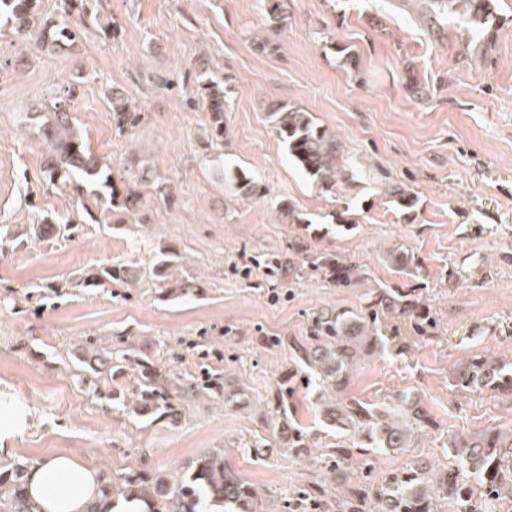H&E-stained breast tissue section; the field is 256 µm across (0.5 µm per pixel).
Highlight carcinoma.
<instances>
[{
  "mask_svg": "<svg viewBox=\"0 0 512 512\" xmlns=\"http://www.w3.org/2000/svg\"><path fill=\"white\" fill-rule=\"evenodd\" d=\"M38 0H0V27L4 26L20 37L33 40L43 50L56 49L77 38L79 30L75 20L87 13L88 0H60L56 15L39 19ZM469 37L477 38L489 20L472 10L459 15ZM194 93L201 99L207 112L211 140L224 141L225 91L224 81L208 78ZM112 112L118 128L134 127L137 112L131 110L121 96L112 97ZM274 128L286 147L288 157L309 178L326 189L349 178L348 166L336 137L328 134L314 118L296 107H282L270 113ZM48 147L42 173L45 181L69 186L81 194L88 190L101 208L115 216L140 212L143 199L136 187L120 179L103 166L84 145L74 131L70 113L61 103L41 126ZM224 183L246 195L259 190L256 180L245 172L229 170ZM315 271H326L338 284H349L356 268L344 264L330 254L310 257ZM130 268L119 265L90 271L81 281L85 288H97L104 283L125 282ZM401 311L413 316L426 314L425 308L409 298V294L396 288H381L369 301L365 311L347 316L343 313H324L314 323V332L326 342L314 349L302 351L301 360L316 373L317 386L337 393L345 384V372L358 347L372 349L365 344L372 334L373 324L380 311ZM84 366L97 371L106 369L112 376H123L136 395L133 411L140 415H158L174 418L178 407L192 396L210 390L224 391L221 377L206 374L189 377L183 384L172 388L165 372L153 362L125 351L119 354L97 351L90 355ZM460 380L466 386L492 385L501 393L512 395V372L490 368L484 361L471 363L463 369ZM326 420L361 430V436L371 448L399 450L406 447L408 434L405 424L396 420L403 415L420 417L419 403L401 399L394 404H369L357 408H343L331 403L319 409ZM287 442L299 456L308 453V444L299 425L287 421ZM457 466L451 467L439 478L430 477L426 468L402 470L390 476L379 493L380 512H434L436 495L467 502L481 493L488 504L499 500H512V431L505 434L488 429L475 437L453 445ZM134 498L144 504V512H252L254 489L242 481L224 462V455L210 451L199 454L188 469L173 481L151 477L146 471L129 472L117 482L103 485L101 496L93 500L86 512H108L111 501ZM0 512H39L27 493V471L23 466L0 472Z\"/></svg>",
  "mask_w": 512,
  "mask_h": 512,
  "instance_id": "1",
  "label": "carcinoma"
}]
</instances>
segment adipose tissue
<instances>
[{
    "label": "adipose tissue",
    "instance_id": "obj_1",
    "mask_svg": "<svg viewBox=\"0 0 512 512\" xmlns=\"http://www.w3.org/2000/svg\"><path fill=\"white\" fill-rule=\"evenodd\" d=\"M100 487L96 467L65 454L45 458L28 475V494L39 512H85Z\"/></svg>",
    "mask_w": 512,
    "mask_h": 512
}]
</instances>
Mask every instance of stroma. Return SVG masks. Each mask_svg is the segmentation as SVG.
<instances>
[{"label": "stroma", "instance_id": "stroma-1", "mask_svg": "<svg viewBox=\"0 0 512 512\" xmlns=\"http://www.w3.org/2000/svg\"><path fill=\"white\" fill-rule=\"evenodd\" d=\"M269 5L91 0L74 45L53 52L0 31V392L31 413L0 440V471L65 453L107 482L168 476L216 448L255 488V512H341L350 498L373 512L395 471L447 468L453 438L512 430V397L458 379L477 358L512 362V25L469 44L448 15L432 18L431 0H283L277 33ZM204 72L228 91L220 146L189 94ZM116 91L140 107L137 126L116 127ZM54 99L114 177L151 174L144 223L110 224L92 196L44 182L47 147L18 117ZM288 105L336 135L354 179L330 192L294 165L269 118ZM226 168L259 192L229 189ZM396 186L416 198L413 216L392 202ZM286 202L312 230L286 223ZM71 212L72 232L32 230ZM164 248L174 254L153 274ZM323 252L360 278L344 287L313 272L306 259ZM121 264L130 282L81 287L89 270ZM387 286L429 317L382 319L381 348L358 357L341 398L409 395L424 416L406 450L372 453L322 421L297 354L317 345L319 313H358ZM94 348L137 352L178 383L219 372L224 395L195 397L174 422L136 415L106 399L105 373H81ZM283 384L310 438L304 457L280 435Z\"/></svg>", "mask_w": 512, "mask_h": 512}]
</instances>
